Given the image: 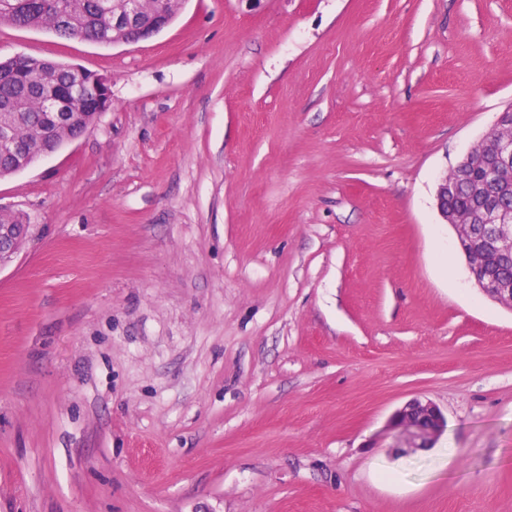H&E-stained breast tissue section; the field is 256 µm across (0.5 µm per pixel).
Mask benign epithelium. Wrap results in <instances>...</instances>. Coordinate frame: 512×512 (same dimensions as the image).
<instances>
[{"label": "benign epithelium", "instance_id": "7a95c632", "mask_svg": "<svg viewBox=\"0 0 512 512\" xmlns=\"http://www.w3.org/2000/svg\"><path fill=\"white\" fill-rule=\"evenodd\" d=\"M144 0H116L112 5V28L134 27ZM486 161L485 172L476 174L463 164L454 167V178L444 180L438 207L445 222L457 229L458 239L468 259L479 289L492 300L512 309V277L491 264V256L512 253V204L505 199L512 188V138L490 131L477 145ZM15 152L14 128L0 120V153ZM468 187L477 204L468 209L448 207V197ZM0 213V266L9 262L23 239L27 225L5 221ZM446 420L431 401L414 398L397 410L386 431L404 439L408 448H428L445 430Z\"/></svg>", "mask_w": 512, "mask_h": 512}]
</instances>
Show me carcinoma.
Instances as JSON below:
<instances>
[{
	"mask_svg": "<svg viewBox=\"0 0 512 512\" xmlns=\"http://www.w3.org/2000/svg\"><path fill=\"white\" fill-rule=\"evenodd\" d=\"M2 24L110 45L112 0H0ZM50 99L76 101L81 116L77 123L47 128L41 136ZM111 103V93L93 80V72L77 65L23 55L0 60V113L17 114L16 144L33 157L79 136Z\"/></svg>",
	"mask_w": 512,
	"mask_h": 512,
	"instance_id": "obj_1",
	"label": "carcinoma"
}]
</instances>
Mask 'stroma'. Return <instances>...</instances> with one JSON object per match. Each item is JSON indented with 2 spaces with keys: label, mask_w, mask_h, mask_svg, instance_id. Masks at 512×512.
<instances>
[{
  "label": "stroma",
  "mask_w": 512,
  "mask_h": 512,
  "mask_svg": "<svg viewBox=\"0 0 512 512\" xmlns=\"http://www.w3.org/2000/svg\"><path fill=\"white\" fill-rule=\"evenodd\" d=\"M18 54L112 105L0 178V512H512V310L437 209L512 108V0H183ZM415 397L447 427L406 452ZM9 215L11 214L0 213V266L11 260L27 229V224H23V219L17 215L11 216L12 224L6 223L3 219Z\"/></svg>",
  "instance_id": "obj_1"
}]
</instances>
